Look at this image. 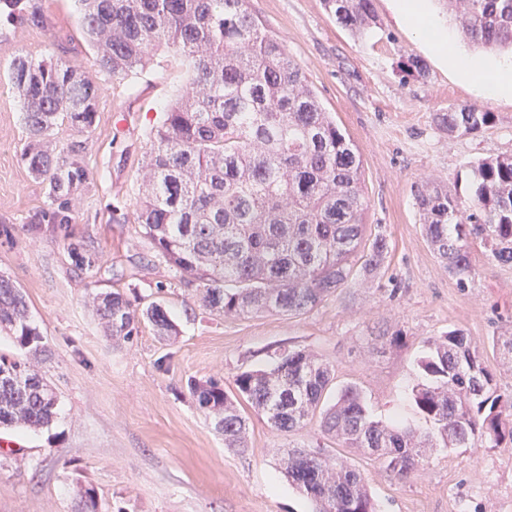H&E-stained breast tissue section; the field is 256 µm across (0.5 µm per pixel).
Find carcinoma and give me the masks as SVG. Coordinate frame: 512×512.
<instances>
[{
	"label": "carcinoma",
	"mask_w": 512,
	"mask_h": 512,
	"mask_svg": "<svg viewBox=\"0 0 512 512\" xmlns=\"http://www.w3.org/2000/svg\"><path fill=\"white\" fill-rule=\"evenodd\" d=\"M336 23L360 40L378 27L374 0H323ZM468 42L512 50V0H440ZM83 37L96 49L98 68L133 80L151 50L174 49L186 74L183 88L161 106L149 133L146 185L136 214L156 256L202 306L248 317L265 311L301 315L347 286L353 258L377 271L389 242L367 236L362 161L284 44L264 34L247 0H75ZM404 77H422L425 63L407 56ZM8 81L22 102L28 140L19 160L45 184L56 224H69L76 191L89 180L85 145L48 146L61 122L92 131L101 88L74 65L16 54ZM493 113L451 106L435 115L450 136L470 135L492 123ZM423 233L457 286L472 282L471 244L478 240L501 265H512V155L471 163L468 197L427 182L415 191ZM93 303L117 339L134 335L138 318L169 336L165 309L151 304L141 316L120 293H97ZM0 331L27 355L45 351L28 316L23 293L0 275ZM371 340L394 345L401 332L379 328ZM419 360L424 379L413 389L426 431L377 420L354 385L327 392L334 369L305 351L279 353L265 369L235 376L236 393L215 381L190 383L199 407L230 448L247 450V402L283 436L315 415L342 448L381 462L408 477L436 448H491L512 444V393L500 391L477 347L459 329L426 342ZM504 365L512 364V332L492 339ZM58 398L28 359L0 355V426L49 428ZM289 482L304 491L315 512H377L361 473L327 448L288 444L279 449Z\"/></svg>",
	"instance_id": "obj_1"
}]
</instances>
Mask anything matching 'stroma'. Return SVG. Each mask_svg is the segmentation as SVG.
I'll use <instances>...</instances> for the list:
<instances>
[{
  "label": "stroma",
  "instance_id": "stroma-1",
  "mask_svg": "<svg viewBox=\"0 0 512 512\" xmlns=\"http://www.w3.org/2000/svg\"><path fill=\"white\" fill-rule=\"evenodd\" d=\"M39 24L0 18V274L25 295L29 320L44 337L33 362L55 389L51 428H0V512H76L79 491L94 488L98 512H313L311 500L284 477V436L246 409L248 449L226 448L199 409L189 381L214 379L233 391L235 376L268 366L281 350H306L335 369L336 385L359 387L375 419L425 428L413 387L428 338L463 330L476 343L501 391L512 370L491 347L512 328V266L474 244L475 277L458 288L426 241L414 193L434 181L464 191L469 162L512 154V97H482L472 82L434 57L396 18L392 0H375L381 22L365 40L352 37L323 0H248L261 29L282 40L326 111L360 151L369 231L389 240L385 263L356 275L302 315L223 316L158 260L135 223L148 135L161 102L184 77L178 57L154 51L128 83L102 74L84 40L71 0H30ZM79 66L102 85L94 129L61 126L57 144L80 138L90 172L72 223L49 221L44 184L19 161L27 131L6 72L13 53ZM423 59L426 78H402L403 57ZM470 105L492 124L456 137L436 112ZM93 258L77 266L69 248ZM118 292L134 308L155 302L176 334L161 338L148 321L131 340L112 338L89 293ZM404 335L402 345L371 342L374 326ZM345 455L362 474L378 512H512V447L440 448L404 481L373 458Z\"/></svg>",
  "mask_w": 512,
  "mask_h": 512
}]
</instances>
